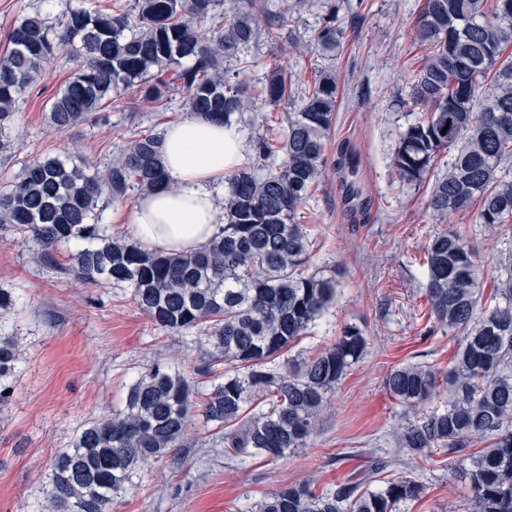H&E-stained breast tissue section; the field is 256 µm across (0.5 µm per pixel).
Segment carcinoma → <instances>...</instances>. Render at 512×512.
I'll use <instances>...</instances> for the list:
<instances>
[{"label": "carcinoma", "instance_id": "carcinoma-1", "mask_svg": "<svg viewBox=\"0 0 512 512\" xmlns=\"http://www.w3.org/2000/svg\"><path fill=\"white\" fill-rule=\"evenodd\" d=\"M224 0H136L116 14L71 10L49 25L39 11L25 15L0 57V131L57 52L75 61L72 76L50 103L58 129L106 112L127 94L161 107L185 94L190 113L224 120L251 105V97L226 63L260 32L273 39L284 18L248 11L224 12ZM336 5L315 31L314 45L336 56L340 31ZM423 63L409 81V103L419 116L402 134L392 157L399 177L418 183L439 152L459 145L436 177L427 207L441 220L478 205L476 223L492 231L512 219V0H426L414 26ZM490 81L491 91L482 90ZM270 106L299 99L288 113L279 149L259 137L253 157L225 178L224 226L202 251H146L91 223L99 200L129 190L152 191L168 180L159 161L160 136L131 140L106 169L89 176L57 157L35 159L0 187V231L19 235L47 264L60 246L86 240L71 254L68 271L85 282L100 278L132 289L155 326L198 334L204 346L194 372L210 375L222 365L224 381L198 397L187 377L156 362L129 387L122 410L77 432L55 454L47 498L54 512H110L114 495L135 486L142 470L182 446L193 409L224 426V447L235 455L281 460L304 448L316 433L328 396L367 351L355 324L334 345L299 367L270 366L336 301V271H308L310 243L297 214L319 181L325 145L335 122L336 71L316 75L298 90L279 71L263 89ZM284 154L276 163L278 153ZM359 160L340 146L336 170L348 199L359 197ZM506 277L484 297V281L464 234L447 227L426 249L430 318L457 340L444 379L422 363L393 368L386 390L405 410L422 413L399 425L395 439L411 456L440 453L448 468L462 466L470 484L469 512H512V246L498 254ZM16 342L0 336V404L11 397ZM448 405L426 410L439 382ZM487 442L479 451L478 442ZM388 467L371 457L365 468L317 493L312 482L289 485L258 505V512H396L418 499L411 479L369 485Z\"/></svg>", "mask_w": 512, "mask_h": 512}]
</instances>
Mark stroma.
<instances>
[{"label": "stroma", "mask_w": 512, "mask_h": 512, "mask_svg": "<svg viewBox=\"0 0 512 512\" xmlns=\"http://www.w3.org/2000/svg\"><path fill=\"white\" fill-rule=\"evenodd\" d=\"M337 3L336 24L343 48L330 58L312 45V35ZM135 0H0V54L8 35L33 11L58 23L78 8L128 11ZM425 0H237L283 15L276 40L259 35L243 48L237 67L255 105L238 118L245 141L282 139L285 107L265 105L262 89L271 72H287L307 86L316 73L335 69L339 81L336 120L325 148L327 164L298 219L311 242L310 270L335 269V304L288 350L308 360L330 348L345 325L363 329L368 348L324 408L307 447L287 459L256 455L226 458L222 432L196 418L186 447L174 449L144 470L134 488L121 492L112 512H256L269 494L290 484L314 481L316 489L363 469L368 456L387 460V478L422 486L418 499L399 512H469L471 491L461 470L447 460L411 458L397 448L393 431L400 406L383 381L402 362H422L447 371L455 339L446 328L427 332L425 249L441 224L426 207L434 177L457 152L443 149L420 183L401 180L393 152L413 117L403 101L411 70L422 63L413 43L414 25ZM75 68L58 54L26 91L9 132L11 150L0 157V181L43 156L68 155L87 173L104 168L139 132H161L186 116L182 94L166 108L145 102L92 116L59 131L47 113L53 96ZM360 157L358 179L371 200L370 217H351L333 166L339 144ZM452 226L465 231L486 281L497 279L494 259L512 244V224L491 233L476 224L474 210L455 214ZM70 251L55 252L54 267L35 262L12 234L0 235V291L16 298L0 309V333L19 343L13 395L0 406V512H46L44 487L58 449L68 447L85 423L122 409L132 385L155 361L192 374L202 354L191 337L155 327L135 304L130 289L105 281L85 283L64 274Z\"/></svg>", "instance_id": "1"}]
</instances>
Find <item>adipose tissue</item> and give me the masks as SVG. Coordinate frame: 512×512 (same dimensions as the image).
Here are the masks:
<instances>
[{
    "label": "adipose tissue",
    "instance_id": "1",
    "mask_svg": "<svg viewBox=\"0 0 512 512\" xmlns=\"http://www.w3.org/2000/svg\"><path fill=\"white\" fill-rule=\"evenodd\" d=\"M159 152L170 184L136 200L125 217L128 232L150 249L201 250L219 232L214 193L243 166L247 144L236 127L190 115L163 128Z\"/></svg>",
    "mask_w": 512,
    "mask_h": 512
}]
</instances>
